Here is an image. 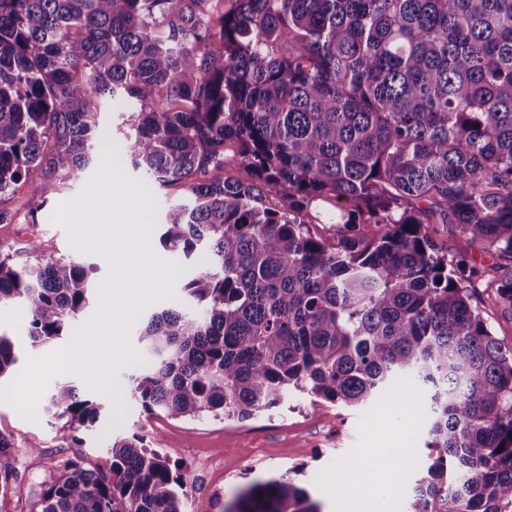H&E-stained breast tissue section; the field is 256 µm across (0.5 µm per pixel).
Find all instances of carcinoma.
Wrapping results in <instances>:
<instances>
[{"mask_svg":"<svg viewBox=\"0 0 512 512\" xmlns=\"http://www.w3.org/2000/svg\"><path fill=\"white\" fill-rule=\"evenodd\" d=\"M106 97L140 105L133 168L188 199L159 243L199 266L188 304L139 329L143 411L247 421L408 378L428 454L406 512H512V348L473 304L481 267L435 239L451 224L512 263V0H0V196L80 178L110 146ZM330 199L334 244L309 222ZM89 290L76 261L0 254V307L24 308L34 345ZM16 361L1 334L0 378ZM50 404L76 432L109 413L67 384ZM13 448L0 434L2 493ZM109 453L106 471L68 460L41 512H182L143 436ZM223 512L320 506L282 476Z\"/></svg>","mask_w":512,"mask_h":512,"instance_id":"1","label":"carcinoma"}]
</instances>
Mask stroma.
<instances>
[{"label": "stroma", "mask_w": 512, "mask_h": 512, "mask_svg": "<svg viewBox=\"0 0 512 512\" xmlns=\"http://www.w3.org/2000/svg\"><path fill=\"white\" fill-rule=\"evenodd\" d=\"M134 109L128 102L101 101L98 122L103 134L131 147L128 119ZM98 169L94 163L80 179L50 183L37 192L23 186L0 198V209L14 217L13 223L0 224V249L13 254L17 263L61 259L93 266V294L78 317L82 324L98 310L97 292L109 275V265L99 253L76 249L69 230L53 222L52 215L59 204L76 200ZM451 244L453 253L483 264L489 285L479 289L475 302L493 335L512 346V307L498 300L490 287L491 282L512 275V264L480 253L462 235L452 237ZM24 319L20 306L0 308V333L11 337L22 355L41 356L63 347L60 339L30 345L23 335ZM130 373L127 367L118 372L111 421L81 430L77 443L71 440L66 419L58 417L48 402H40L37 420L30 421L10 402L0 400V433L13 438L16 457L15 478L6 495L0 496V512H38L45 483L61 473L69 458L81 456L91 467L108 469L110 438L134 433L154 440L155 451L183 475L184 506L189 512H221L235 491L281 475L306 489L322 512H361L355 495L338 497L330 489L343 463L361 468L382 448H424V417L407 425L410 404L393 394L374 411L366 406L314 405L292 396L280 408L244 422L170 419L147 415L128 397Z\"/></svg>", "instance_id": "stroma-1"}]
</instances>
